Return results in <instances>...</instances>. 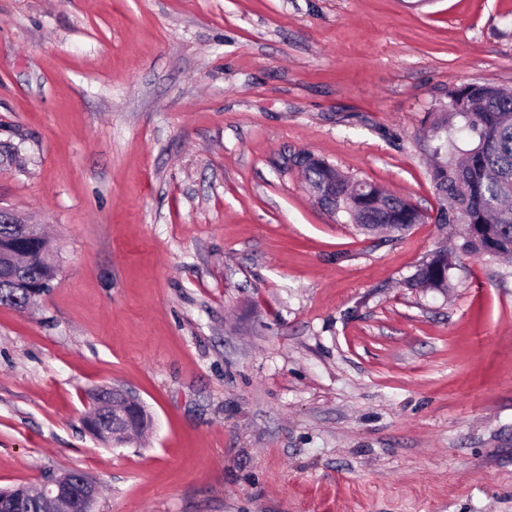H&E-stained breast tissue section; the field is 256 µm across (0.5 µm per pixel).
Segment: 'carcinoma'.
<instances>
[{
  "label": "carcinoma",
  "mask_w": 512,
  "mask_h": 512,
  "mask_svg": "<svg viewBox=\"0 0 512 512\" xmlns=\"http://www.w3.org/2000/svg\"><path fill=\"white\" fill-rule=\"evenodd\" d=\"M460 105L458 112H437L426 139L431 149V181L444 202L436 220L462 226L461 243L427 257L407 285L445 292L456 253L512 257V89L469 83L448 92ZM466 140L470 148L457 142ZM306 180L329 188L336 196V212L363 231L385 227L402 232L423 216L410 201L370 183H352L341 172L302 167ZM28 304L19 288L0 279V306Z\"/></svg>",
  "instance_id": "carcinoma-1"
}]
</instances>
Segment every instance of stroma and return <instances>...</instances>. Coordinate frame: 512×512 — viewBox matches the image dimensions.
<instances>
[{"mask_svg":"<svg viewBox=\"0 0 512 512\" xmlns=\"http://www.w3.org/2000/svg\"><path fill=\"white\" fill-rule=\"evenodd\" d=\"M512 86V0H0V207L57 276L0 306V488L94 512H512V263L460 256L424 128ZM315 154L423 214L365 234ZM137 396L129 444L88 394ZM79 470H71L44 481L38 486H19L0 490V512L8 510L9 498L21 492L23 498L37 497L48 512H93L96 486Z\"/></svg>","mask_w":512,"mask_h":512,"instance_id":"obj_1","label":"stroma"}]
</instances>
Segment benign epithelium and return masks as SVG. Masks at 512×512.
Instances as JSON below:
<instances>
[{"label":"benign epithelium","mask_w":512,"mask_h":512,"mask_svg":"<svg viewBox=\"0 0 512 512\" xmlns=\"http://www.w3.org/2000/svg\"><path fill=\"white\" fill-rule=\"evenodd\" d=\"M0 222L17 224L20 227V246L8 251H0V271L10 275L16 287L35 297L43 288L29 281L27 267L34 259L50 273H56V265L51 248L43 241L39 228L34 224L21 221L10 211L0 209ZM142 404L138 398L121 389L112 388L93 395V408H104L105 419L90 413L86 427L90 433L105 437L114 445H123L130 441L131 435L145 427L141 413ZM23 497L38 498L49 512H93L97 498L96 486L86 479L79 470H71L44 481L37 486H19L0 490V512H9V498L15 493Z\"/></svg>","instance_id":"benign-epithelium-1"}]
</instances>
